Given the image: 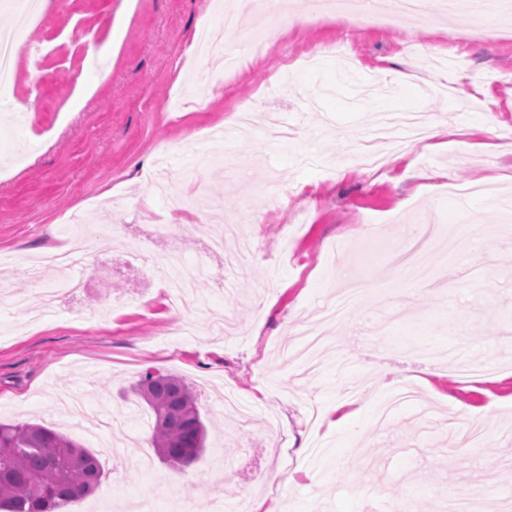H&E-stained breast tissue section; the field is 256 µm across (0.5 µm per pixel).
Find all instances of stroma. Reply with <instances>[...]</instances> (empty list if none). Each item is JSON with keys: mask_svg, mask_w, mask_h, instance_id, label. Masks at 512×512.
<instances>
[{"mask_svg": "<svg viewBox=\"0 0 512 512\" xmlns=\"http://www.w3.org/2000/svg\"><path fill=\"white\" fill-rule=\"evenodd\" d=\"M396 10L397 0H374L353 25L310 9L286 23L246 0L228 32L208 0H72L25 25V39L51 52L39 90L21 78L0 118V278L39 306L52 280L27 269L67 245L63 219L95 214L107 238L88 246L83 287L25 332L0 305V420L50 425L97 455L105 476L75 512H249L257 502L267 512H382L388 502L446 512L448 499L485 491L495 512H512V225L494 198L448 193L452 181L512 191V30L488 5L468 29L434 9L398 22ZM261 23L271 34L254 50L243 37ZM80 26L98 27L99 48L70 41ZM202 27L245 57L203 109L182 94L207 72L186 52ZM339 40L355 73L372 77L353 112L332 95L328 50ZM456 42L457 72L416 70L419 54ZM320 49L319 74L297 64ZM394 69L430 88L462 83L469 109L402 97ZM379 106L427 109L459 134L396 156L378 176L347 164L327 172L325 162L370 139ZM240 110L247 140L211 137ZM162 157L174 162L170 187L220 202L243 230L225 238L223 258L203 260L194 291L173 307L144 257L198 256L201 234L151 237L152 223L171 219L154 188ZM115 192L131 207L111 206ZM262 194L277 202L257 224ZM424 224L461 226L465 239L454 257L430 253L427 285L389 263ZM362 271L369 293L339 324L322 321L320 308ZM300 327L338 341L310 373L280 356ZM149 371L183 380L209 423L190 466L162 462L149 444L133 392ZM393 378L418 395L381 424L374 412ZM228 390L248 415L220 402ZM457 402L484 427V445L465 455L454 452L468 424ZM342 410L356 411L352 424H337Z\"/></svg>", "mask_w": 512, "mask_h": 512, "instance_id": "35a3bbf8", "label": "stroma"}]
</instances>
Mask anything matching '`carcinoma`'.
<instances>
[{
  "instance_id": "cac0c4a2",
  "label": "carcinoma",
  "mask_w": 512,
  "mask_h": 512,
  "mask_svg": "<svg viewBox=\"0 0 512 512\" xmlns=\"http://www.w3.org/2000/svg\"><path fill=\"white\" fill-rule=\"evenodd\" d=\"M153 418L151 446L173 465L195 463L206 425L191 390L171 375L149 373L134 386ZM103 466L89 449L37 423L0 422V509L60 512L95 490Z\"/></svg>"
}]
</instances>
